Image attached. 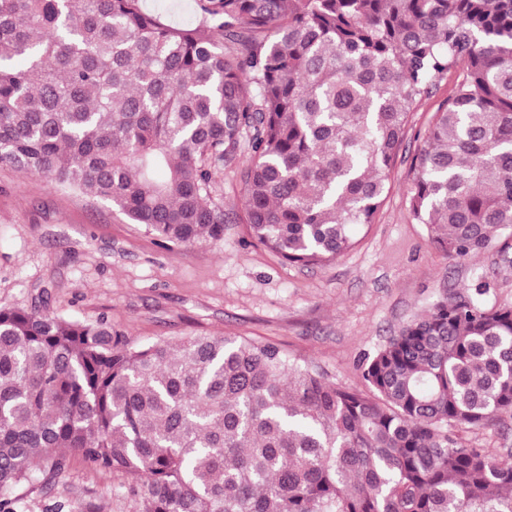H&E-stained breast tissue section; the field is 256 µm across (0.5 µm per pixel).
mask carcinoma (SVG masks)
I'll use <instances>...</instances> for the list:
<instances>
[{"label": "carcinoma", "mask_w": 512, "mask_h": 512, "mask_svg": "<svg viewBox=\"0 0 512 512\" xmlns=\"http://www.w3.org/2000/svg\"><path fill=\"white\" fill-rule=\"evenodd\" d=\"M0 0V164L89 194L165 244L248 235L301 265L355 245L410 112L453 67L409 213L454 260L512 229V0ZM443 291L337 384L277 346H131L104 320L0 306V512L69 454L128 473L138 512H512V307ZM142 3L145 10L161 15L174 25L195 23L200 19L195 0H144ZM245 158L243 154H237L229 159H224V181L218 184V191L224 194V215L232 217V213L240 212L242 199V184L239 180V169ZM463 436L473 444L486 448H512V419L505 418L504 424L489 425L484 428L468 430Z\"/></svg>", "instance_id": "1"}]
</instances>
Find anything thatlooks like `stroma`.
<instances>
[{"label":"stroma","mask_w":512,"mask_h":512,"mask_svg":"<svg viewBox=\"0 0 512 512\" xmlns=\"http://www.w3.org/2000/svg\"><path fill=\"white\" fill-rule=\"evenodd\" d=\"M456 69L438 78L409 117L392 185L374 224L335 261L301 266L254 243L244 224L224 226L220 244L167 247L109 205L0 165V305L44 297L67 319L106 320L133 346L196 336H240L362 387L360 366L399 328L424 313L439 290L482 278L485 302L512 307V267L497 251L454 261L427 241L408 211L413 156L452 95ZM123 472L71 454L49 483L17 489L20 512H137Z\"/></svg>","instance_id":"35a3bbf8"}]
</instances>
